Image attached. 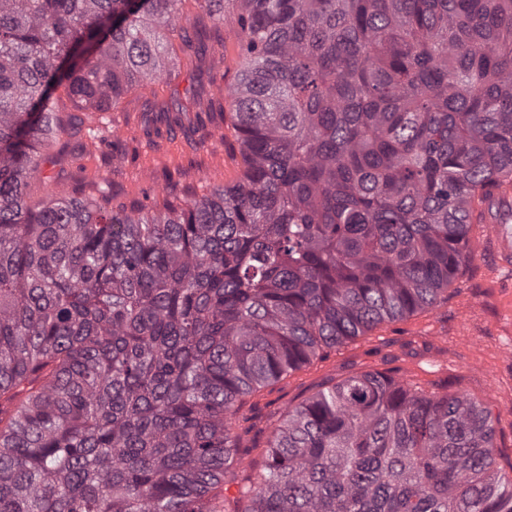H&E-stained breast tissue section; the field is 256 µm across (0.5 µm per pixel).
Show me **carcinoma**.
<instances>
[{"label": "carcinoma", "mask_w": 512, "mask_h": 512, "mask_svg": "<svg viewBox=\"0 0 512 512\" xmlns=\"http://www.w3.org/2000/svg\"><path fill=\"white\" fill-rule=\"evenodd\" d=\"M234 27L239 181L162 210L32 182L87 112ZM512 186V0H0V512H512L475 398L387 370L246 402L448 301ZM263 445V462L250 459Z\"/></svg>", "instance_id": "obj_1"}]
</instances>
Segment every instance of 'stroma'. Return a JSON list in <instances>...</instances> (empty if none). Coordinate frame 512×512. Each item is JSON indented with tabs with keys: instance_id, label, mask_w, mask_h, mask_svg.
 I'll list each match as a JSON object with an SVG mask.
<instances>
[{
	"instance_id": "stroma-1",
	"label": "stroma",
	"mask_w": 512,
	"mask_h": 512,
	"mask_svg": "<svg viewBox=\"0 0 512 512\" xmlns=\"http://www.w3.org/2000/svg\"><path fill=\"white\" fill-rule=\"evenodd\" d=\"M235 41L228 31L223 43L207 42L202 69L182 71L159 88V100L192 108L221 97L242 64ZM146 112L159 120V113L150 112L139 93L128 94L108 112L73 106L62 111V119L74 116L81 123L61 135L46 164L45 180L32 184L33 198L80 182L90 193L101 188L124 204L159 208L167 201L179 203L186 194L202 196L239 180L242 162L231 149L235 133L230 122H223L218 142L206 128L189 140L147 145L140 140ZM493 251V236L477 242L474 260L450 287L446 304L381 325L264 391L260 425L274 423L289 402L309 395L326 378L342 379L370 369H393L403 377L419 367L429 372L421 388L447 381L451 390L481 399L498 417L496 462L507 468L512 463V355L499 351L505 340L499 318L512 315V283L494 274Z\"/></svg>"
}]
</instances>
